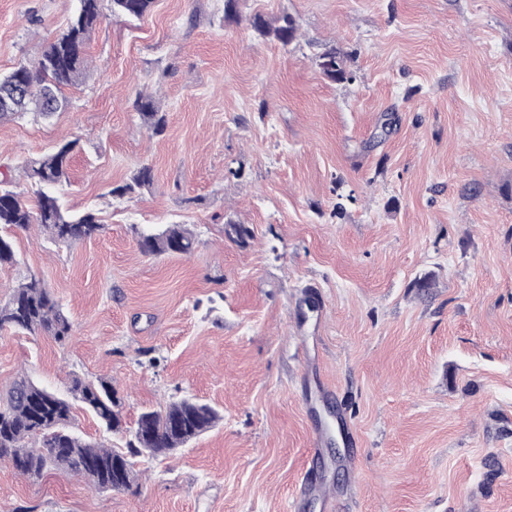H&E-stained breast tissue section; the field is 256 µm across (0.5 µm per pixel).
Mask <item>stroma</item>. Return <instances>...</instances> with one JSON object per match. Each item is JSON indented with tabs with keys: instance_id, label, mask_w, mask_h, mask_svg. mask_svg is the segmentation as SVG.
Wrapping results in <instances>:
<instances>
[{
	"instance_id": "stroma-1",
	"label": "stroma",
	"mask_w": 512,
	"mask_h": 512,
	"mask_svg": "<svg viewBox=\"0 0 512 512\" xmlns=\"http://www.w3.org/2000/svg\"><path fill=\"white\" fill-rule=\"evenodd\" d=\"M76 6L0 0V76ZM284 14L286 47L250 25ZM331 49L353 81L322 74ZM65 95L0 124V176L32 199L22 163L77 141L56 194L104 229L15 234L0 300L36 275L74 334L0 331V392L111 381L124 432L77 400L70 427L122 451L173 400L222 419L125 492L0 462V512H512V0H155L105 16ZM172 224L193 253L140 251ZM155 0H111L112 15L140 19L151 12ZM137 109L139 115L150 124L155 134H160L164 131L166 124L165 114L159 112V107L152 96L141 95L137 100Z\"/></svg>"
}]
</instances>
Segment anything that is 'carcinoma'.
Listing matches in <instances>:
<instances>
[{"instance_id": "cac0c4a2", "label": "carcinoma", "mask_w": 512, "mask_h": 512, "mask_svg": "<svg viewBox=\"0 0 512 512\" xmlns=\"http://www.w3.org/2000/svg\"><path fill=\"white\" fill-rule=\"evenodd\" d=\"M154 3L155 0H111V12L140 19L151 12ZM103 18L101 0H78L66 31L47 44L36 63L14 69L27 84V94L19 109L0 107V122L32 109L48 117L65 105L63 88L83 74L86 41ZM251 25L261 36L283 46L296 39V21L289 15L275 25L256 16ZM318 66L328 79L346 81L348 71L336 52L321 55ZM137 109L154 133L164 131L165 114L159 112L152 96H140ZM76 146L77 141H67L55 151L23 164L25 177L36 187L37 205L29 206L19 192L0 191V226L25 231L39 224L50 239L66 245L91 239L102 231L103 225L94 212L72 216L54 194L56 187L68 181L70 156ZM150 180L151 170L143 167L132 183L117 187L112 193L123 195L132 190V185L142 186ZM195 243V235L178 224L162 231L146 228L138 240L141 252L147 255H187ZM6 327L34 336H51L59 342L68 339L72 331L61 304L35 275L19 284L6 301H0V328ZM71 392L107 429H121L120 400L112 384L77 380ZM69 414L70 404L59 393L26 377L18 378L6 394H0V461L9 462L15 472L28 479H37L46 468L55 467L81 476L95 490L121 492L137 480L131 458L174 451L221 419L213 407L189 398L173 401L159 410H146L139 416L127 452L123 453L102 442H87L70 431Z\"/></svg>"}]
</instances>
